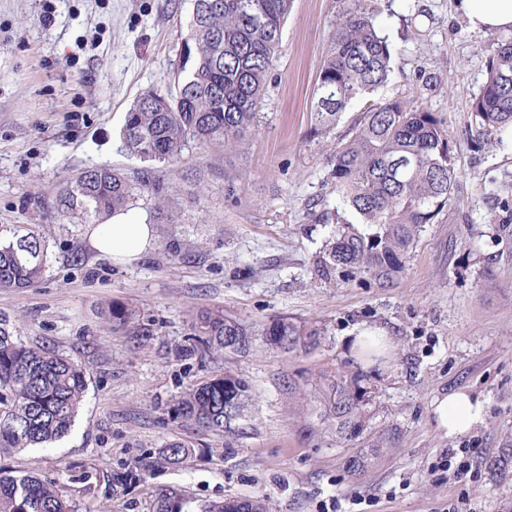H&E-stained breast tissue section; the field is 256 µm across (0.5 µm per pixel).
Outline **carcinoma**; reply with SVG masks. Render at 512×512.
Segmentation results:
<instances>
[{
  "label": "carcinoma",
  "instance_id": "1",
  "mask_svg": "<svg viewBox=\"0 0 512 512\" xmlns=\"http://www.w3.org/2000/svg\"><path fill=\"white\" fill-rule=\"evenodd\" d=\"M188 32L176 62L174 89L148 87L132 102L121 129L124 149L140 161L169 165L198 144L228 151L256 128L257 111L278 51L293 0H191ZM486 81L473 99L470 128L478 138L512 131V30L493 38ZM392 51L379 33L374 10L355 0L335 24L317 78L313 131L330 132L347 106L384 85ZM336 204L312 213L331 226L315 271L326 281L368 275L384 285L401 274L422 228L450 204L455 170L448 132L422 107L400 98L369 104L363 119L337 143L328 174ZM142 208L153 224L172 221L166 183L152 168L130 176L104 165L66 180L56 198L64 224H103L120 211ZM51 264L48 244L21 227L0 225V289L27 288ZM195 340L226 350L224 337H240L237 353L252 345V333L221 310L193 321ZM321 335L291 321L277 320L262 331L267 344L306 348ZM88 389L80 360L24 341L15 324L0 314V452L48 448L73 426ZM248 385L231 373L188 388L176 400V417L216 435L240 430L250 404ZM336 433L361 426L363 410L354 393L337 386L329 402ZM167 463L178 466L190 450L165 446ZM375 448L360 450L349 469L367 468ZM0 512H72L56 485L35 475L0 471ZM152 512H188L182 490L154 495Z\"/></svg>",
  "mask_w": 512,
  "mask_h": 512
}]
</instances>
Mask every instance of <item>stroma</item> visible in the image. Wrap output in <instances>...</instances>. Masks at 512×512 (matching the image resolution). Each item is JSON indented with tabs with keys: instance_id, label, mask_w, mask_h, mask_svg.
<instances>
[{
	"instance_id": "1",
	"label": "stroma",
	"mask_w": 512,
	"mask_h": 512,
	"mask_svg": "<svg viewBox=\"0 0 512 512\" xmlns=\"http://www.w3.org/2000/svg\"><path fill=\"white\" fill-rule=\"evenodd\" d=\"M351 0H294L256 132L232 153L199 145L159 173L172 186L200 183L201 202L179 197L176 221L126 264L99 256L89 225L59 223L62 183L109 165L133 173L122 148L133 99L163 88L190 0H0V225L45 237L43 279L0 289V313L27 342L72 355L89 369L83 406L50 448L0 457L21 476L54 483L75 512H151L156 490H183L190 512L224 498L264 497L268 512H448L469 494L477 512H512V142L473 136L469 107L486 79L492 37L472 31L453 0H373L393 51L388 82L370 99L399 97L441 120L453 146L456 185L448 210L425 225L393 283L365 277L324 283L312 258L325 236L310 213L330 199L335 147L357 122V99L326 135L312 133L317 74L335 21ZM244 176L234 198L224 174ZM192 243L163 258L166 242ZM132 309L123 327L112 306ZM222 309L257 339L244 353L191 344L197 313ZM284 319L322 329L314 347L267 345ZM384 330L387 355L364 356L351 336ZM233 373L252 403L240 435L223 439L177 419L189 385ZM328 372L356 391L365 417L340 438L323 398ZM465 388L485 401L483 424L451 438L431 403ZM192 450L172 467L165 443ZM380 451L361 473L348 461ZM479 464L465 486L449 483V449Z\"/></svg>"
}]
</instances>
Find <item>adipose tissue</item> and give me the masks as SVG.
I'll use <instances>...</instances> for the list:
<instances>
[{
    "instance_id": "ef3b65f1",
    "label": "adipose tissue",
    "mask_w": 512,
    "mask_h": 512,
    "mask_svg": "<svg viewBox=\"0 0 512 512\" xmlns=\"http://www.w3.org/2000/svg\"><path fill=\"white\" fill-rule=\"evenodd\" d=\"M456 9L476 32L490 34L512 29V0H455ZM89 242L100 256L116 262L139 260L155 240V227L147 214L119 212L107 223L95 225ZM436 427L446 436L459 437L481 424L485 402L462 389L437 397L432 403Z\"/></svg>"
}]
</instances>
